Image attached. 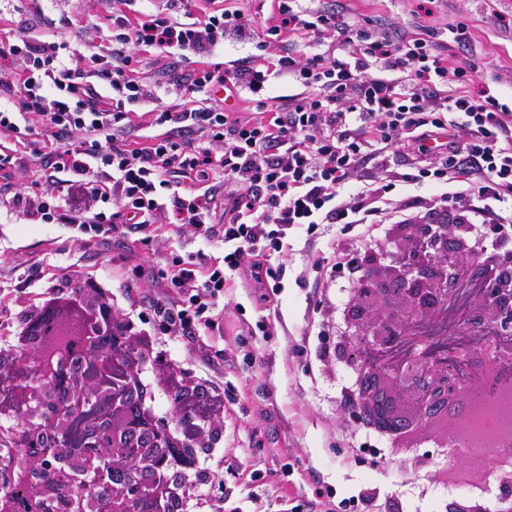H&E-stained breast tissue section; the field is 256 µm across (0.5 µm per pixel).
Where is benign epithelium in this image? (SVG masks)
Masks as SVG:
<instances>
[{
  "mask_svg": "<svg viewBox=\"0 0 512 512\" xmlns=\"http://www.w3.org/2000/svg\"><path fill=\"white\" fill-rule=\"evenodd\" d=\"M403 251L397 264H388V251H370L362 260L363 275L353 289L347 311L348 330L336 343L335 357L356 374L355 389L347 395L356 419L375 420L377 411L393 405L387 384L397 389L398 406L387 420L397 434L416 432L448 417V406L468 414L480 405L473 389L465 388L439 359L426 356L429 341L413 336L411 326L448 306V301L473 276L470 249L472 225L464 218L448 224H400ZM485 288L477 295L471 323L493 326L512 335V254L485 259ZM79 317L37 316L33 326L49 329L55 338L52 355L26 345L21 357L0 353V367L15 373L13 389L26 410L21 413L20 447L28 476L13 495H0V512H42L57 502L58 512H75L76 503L61 497L85 470L94 467L98 452L112 455V494L102 505L85 489L81 512H129L135 498L154 502V512H179L175 493L161 495L162 467L170 458L191 462L193 448L218 433L215 425L196 441L180 439L168 422L145 406L139 378L121 368L136 348V337L112 325V311L95 294L79 308ZM102 350L95 364L99 393L108 406L83 429L81 442L70 443L69 427L87 408L90 378L76 371L81 352ZM462 359L479 384L500 390L512 381L499 380V367L512 360V344L495 338L487 346L467 349ZM59 462L49 476L44 462ZM499 512H512V470L498 477Z\"/></svg>",
  "mask_w": 512,
  "mask_h": 512,
  "instance_id": "obj_1",
  "label": "benign epithelium"
}]
</instances>
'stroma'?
Returning <instances> with one entry per match:
<instances>
[{
	"mask_svg": "<svg viewBox=\"0 0 512 512\" xmlns=\"http://www.w3.org/2000/svg\"><path fill=\"white\" fill-rule=\"evenodd\" d=\"M305 7L342 12L351 26L370 24L375 35L424 31L452 41L451 25L469 23L471 40L457 48L455 60L482 63L475 90H490L512 103V0H304ZM0 11L20 28L45 33V20L65 19L60 32L82 54L112 48V0H0ZM436 188L397 183L389 197L413 223L444 219ZM358 224L290 228L288 252L272 255L281 273V291L229 289L221 326L176 343L147 314L158 290L134 280L143 266L169 270L175 259L211 262L223 257L224 244L176 224L162 225L158 237L141 244L140 232L127 230L109 243L84 234L75 224H42L11 205H0V336L41 308L44 293L70 292L94 278L119 317L133 321L134 332L152 358L179 365L199 395L223 388L228 401L223 431L211 448L197 451L189 473L205 468L209 500L222 512H250L260 496L266 512H313L316 504L342 503L341 512H443L448 500L480 498L493 512L497 487L474 490L447 479L450 459L440 440L421 437L403 453L354 419L346 394L355 377L333 356L344 331L343 311L362 274L354 261L370 246ZM350 263L311 270L318 258L336 251ZM150 362L142 378L148 406L160 418L172 416L158 372Z\"/></svg>",
	"mask_w": 512,
	"mask_h": 512,
	"instance_id": "obj_1",
	"label": "stroma"
}]
</instances>
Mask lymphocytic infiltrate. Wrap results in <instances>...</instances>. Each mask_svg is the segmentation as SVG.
<instances>
[{
  "label": "lymphocytic infiltrate",
  "mask_w": 512,
  "mask_h": 512,
  "mask_svg": "<svg viewBox=\"0 0 512 512\" xmlns=\"http://www.w3.org/2000/svg\"><path fill=\"white\" fill-rule=\"evenodd\" d=\"M134 0H112V50L81 57L58 34L0 37V133L27 140L34 124L50 133L35 150L37 177L27 191L0 185V198L19 210H34L45 224H77L95 237L111 238L120 225L147 231L160 213L224 243L221 263L204 267L180 260L168 271L136 268V277L175 289L157 298L152 310L167 336H195L213 327L211 313L235 275L267 287L278 274L272 252L293 226L346 224L358 217L365 240H374L381 221L402 223L385 205L391 184H371L355 204L342 192L349 178L378 158L428 153V138L444 133L448 152L432 168L402 174L404 182L449 180L454 191L443 202L473 214L485 243L512 246V107L487 91L473 92L479 60L456 65L447 45L427 33L373 35L351 29L336 12L310 11L297 0H275L263 32L254 33L236 0H204L191 22L174 18L192 0H168L166 13L141 19L128 11ZM248 36L256 52L282 44L273 66L225 69L214 61L225 31ZM299 33L354 35L351 59L321 52L298 56L288 39ZM186 66L172 72L174 102L159 105L161 84L136 78L142 48ZM288 77L304 91L273 106V79ZM242 87L256 108L253 117L225 111L215 91ZM323 87L320 95L312 87ZM151 105L150 135L123 137L134 108ZM228 187L231 206L214 223L213 202ZM90 195L97 210L68 209L72 192ZM172 405L196 422L179 425L195 439L199 426L224 414V393L201 400L186 394L178 378H163Z\"/></svg>",
  "instance_id": "lymphocytic-infiltrate-1"
}]
</instances>
